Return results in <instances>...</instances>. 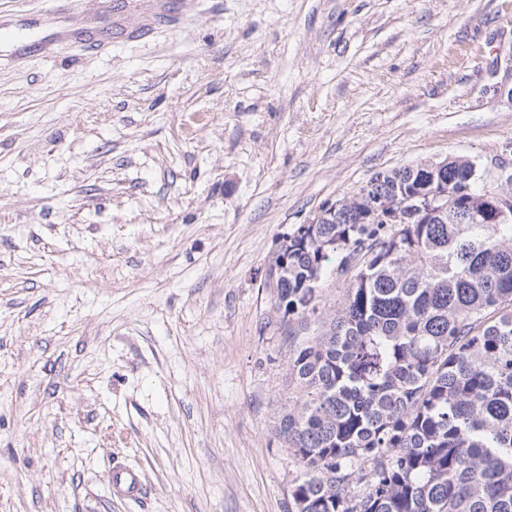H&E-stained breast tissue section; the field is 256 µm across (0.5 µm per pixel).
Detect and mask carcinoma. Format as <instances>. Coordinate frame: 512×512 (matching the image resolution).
<instances>
[{"mask_svg": "<svg viewBox=\"0 0 512 512\" xmlns=\"http://www.w3.org/2000/svg\"><path fill=\"white\" fill-rule=\"evenodd\" d=\"M441 188L461 216L380 219ZM495 190L465 156L379 171L288 240L273 299L297 392L275 428L299 471L291 512H512V221Z\"/></svg>", "mask_w": 512, "mask_h": 512, "instance_id": "1", "label": "carcinoma"}]
</instances>
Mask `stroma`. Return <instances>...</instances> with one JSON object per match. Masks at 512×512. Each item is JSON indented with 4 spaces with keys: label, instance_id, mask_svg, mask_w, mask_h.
<instances>
[{
    "label": "stroma",
    "instance_id": "35a3bbf8",
    "mask_svg": "<svg viewBox=\"0 0 512 512\" xmlns=\"http://www.w3.org/2000/svg\"><path fill=\"white\" fill-rule=\"evenodd\" d=\"M117 2L0 0L65 35L0 67V512H290L268 262L376 172L512 163V0H202L84 51ZM112 495L118 499L137 501L145 493L142 473L121 462L114 461L105 475Z\"/></svg>",
    "mask_w": 512,
    "mask_h": 512
}]
</instances>
